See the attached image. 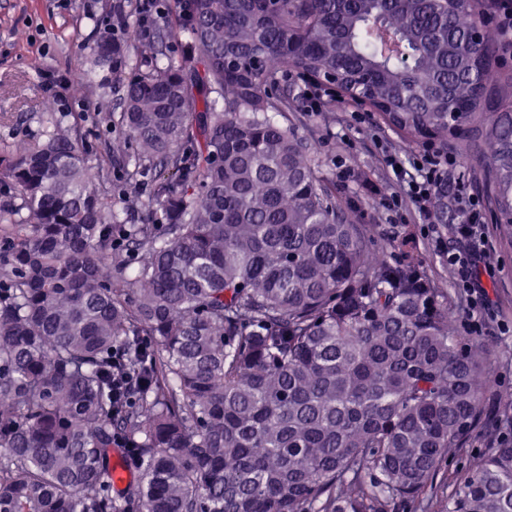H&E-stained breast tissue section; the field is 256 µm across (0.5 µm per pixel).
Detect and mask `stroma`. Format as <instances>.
Instances as JSON below:
<instances>
[{"label":"stroma","mask_w":512,"mask_h":512,"mask_svg":"<svg viewBox=\"0 0 512 512\" xmlns=\"http://www.w3.org/2000/svg\"><path fill=\"white\" fill-rule=\"evenodd\" d=\"M112 0H0V150L20 141L42 139L47 128V104H54L57 118L69 112H117L123 88L111 68L98 69L94 83L84 93H74L79 80L76 62L99 36L104 35ZM359 106L345 102L336 111L310 112L302 117L303 135L309 137L323 165L335 180L345 205L355 207L361 223L375 224L377 247L392 259L422 263L437 287L454 299L452 315L459 335H466L467 302L455 286V275L437 251L433 236L424 232L417 212L405 206L407 220L390 221L377 192L389 173L384 151L408 154L412 147L367 113L356 123ZM347 167L349 179L338 176ZM485 258L481 280L488 293L495 325L481 337L491 355L496 392L512 393V241L502 238L495 224L483 227ZM509 334H500V326ZM498 441L493 427L475 429L463 452L446 466L443 476L459 482Z\"/></svg>","instance_id":"obj_1"}]
</instances>
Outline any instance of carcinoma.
<instances>
[{
	"label": "carcinoma",
	"instance_id": "1",
	"mask_svg": "<svg viewBox=\"0 0 512 512\" xmlns=\"http://www.w3.org/2000/svg\"><path fill=\"white\" fill-rule=\"evenodd\" d=\"M476 2L173 0L177 60L149 39L129 69L116 0L81 78L122 81L113 164L83 112L0 155L26 211L0 227V512H430L491 416L488 351L421 264L374 257L295 81L337 74L328 109L476 163L512 236V76ZM431 207L448 223V184ZM448 512H512V440ZM82 132L89 146V162L94 165L99 153H104L105 146L113 136V133L111 134L109 130L106 129L104 123H89L85 125Z\"/></svg>",
	"mask_w": 512,
	"mask_h": 512
}]
</instances>
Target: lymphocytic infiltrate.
I'll return each mask as SVG.
<instances>
[{"mask_svg":"<svg viewBox=\"0 0 512 512\" xmlns=\"http://www.w3.org/2000/svg\"><path fill=\"white\" fill-rule=\"evenodd\" d=\"M487 21L498 33L497 62L500 68L512 69V0H486ZM385 164L393 173L392 182L401 196L392 197V207H400L403 201H411L422 222L430 230H437L430 203L440 184H447L459 213V221L451 232L459 242L456 249L446 251L449 266L455 271V285L462 291L469 305L467 331L477 335L487 330L493 317L484 290L475 276L485 254L484 245L477 237L478 228L486 223L487 216L480 196L465 189L458 173V160L453 153H445L439 147L427 145L410 158L386 154Z\"/></svg>","mask_w":512,"mask_h":512,"instance_id":"f902f5d3","label":"lymphocytic infiltrate"}]
</instances>
